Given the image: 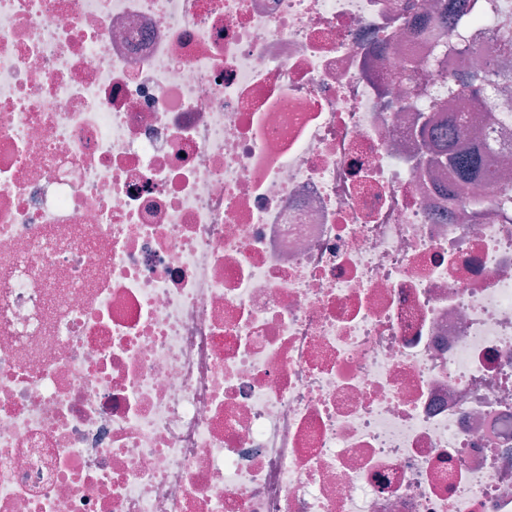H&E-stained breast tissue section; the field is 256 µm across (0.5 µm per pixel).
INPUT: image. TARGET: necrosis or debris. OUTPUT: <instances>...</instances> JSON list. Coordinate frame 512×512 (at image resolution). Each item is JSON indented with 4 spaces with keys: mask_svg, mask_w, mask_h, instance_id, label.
<instances>
[{
    "mask_svg": "<svg viewBox=\"0 0 512 512\" xmlns=\"http://www.w3.org/2000/svg\"><path fill=\"white\" fill-rule=\"evenodd\" d=\"M433 2L0 0V512H512V50L476 182L400 79L512 0Z\"/></svg>",
    "mask_w": 512,
    "mask_h": 512,
    "instance_id": "necrosis-or-debris-1",
    "label": "necrosis or debris"
}]
</instances>
